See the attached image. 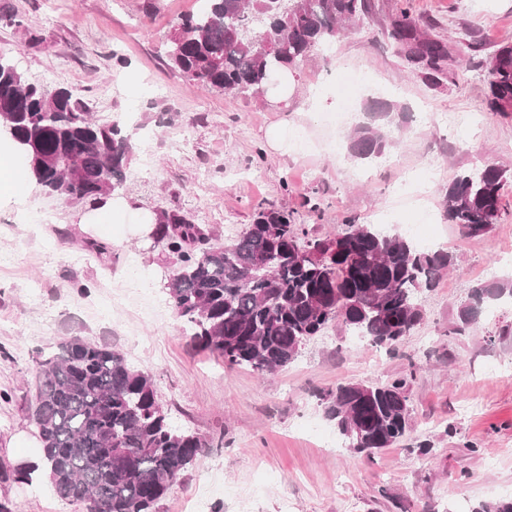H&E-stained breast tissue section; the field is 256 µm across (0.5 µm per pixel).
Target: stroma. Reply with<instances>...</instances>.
<instances>
[{
    "mask_svg": "<svg viewBox=\"0 0 512 512\" xmlns=\"http://www.w3.org/2000/svg\"><path fill=\"white\" fill-rule=\"evenodd\" d=\"M203 0H0V54L29 81L68 88L102 122L131 135L117 189L135 213L176 210L224 245L257 205L293 212L325 238L347 220L388 224L454 256L424 295V317L390 351L329 328L266 379L226 369L196 348L165 284L179 267L154 236L112 227L121 244L92 251L88 204L32 185L0 199V472L31 459L35 360L70 336L106 343L149 373L175 426L203 449L159 512H471L512 497V303L449 329L474 287L512 277V179L501 216L471 242L443 197L476 163L512 170V116L485 106V59L512 43V0H373L374 11L290 72V92L225 95L171 67L169 21ZM448 46L439 83L410 67L386 32L401 9ZM17 24H9V16ZM376 99L407 112L378 162L344 157L346 137ZM350 101L353 122L327 115ZM408 376L413 427L374 458L353 453L321 393ZM12 512H84L46 481L0 479Z\"/></svg>",
    "mask_w": 512,
    "mask_h": 512,
    "instance_id": "stroma-1",
    "label": "stroma"
}]
</instances>
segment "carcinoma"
Returning <instances> with one entry per match:
<instances>
[{
	"label": "carcinoma",
	"mask_w": 512,
	"mask_h": 512,
	"mask_svg": "<svg viewBox=\"0 0 512 512\" xmlns=\"http://www.w3.org/2000/svg\"><path fill=\"white\" fill-rule=\"evenodd\" d=\"M372 10L371 0H206L173 18L165 35L172 66L188 81L227 94L260 96L268 75L295 69L342 26ZM430 25L403 10L389 40L423 57L447 58ZM487 106L512 114V44L489 53ZM367 121L348 137L353 159L381 156L403 116L383 101L365 107ZM0 136L25 154L48 194L95 202L121 186L129 136L91 118L87 103L66 88L29 82L17 62L0 55ZM509 170L486 165L457 175L445 191L448 221L468 237L485 235L502 207ZM157 241L178 256L165 285L177 317L201 347L230 369L264 376L294 362L330 325L394 350L423 318L422 292L454 265L443 249H418L374 224H348L316 238L283 211L258 206L245 231L222 246L200 248L185 215L163 211ZM512 301V286L478 285L459 312L460 333L485 304ZM31 417L44 476L65 500L90 498L95 512H158L203 443L175 426L154 381L109 346L71 336L36 360ZM322 400L328 419L355 453L390 448L412 428L406 381L340 383Z\"/></svg>",
	"instance_id": "obj_1"
}]
</instances>
